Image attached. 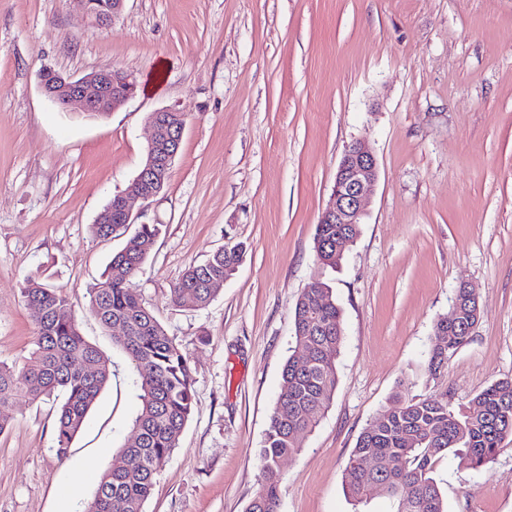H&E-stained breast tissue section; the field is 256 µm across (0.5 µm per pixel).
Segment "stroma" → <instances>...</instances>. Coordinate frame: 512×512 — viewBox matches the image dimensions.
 Listing matches in <instances>:
<instances>
[{"instance_id":"stroma-1","label":"stroma","mask_w":512,"mask_h":512,"mask_svg":"<svg viewBox=\"0 0 512 512\" xmlns=\"http://www.w3.org/2000/svg\"><path fill=\"white\" fill-rule=\"evenodd\" d=\"M107 68L137 91L104 117L58 111L39 87L45 69ZM167 108L186 125L165 190L133 204L162 232L131 286L188 357L193 411L145 512H245L295 303L317 283L343 310L336 392L280 464L277 512H394L382 492L357 503L344 490L377 413L399 391L457 409L512 379V0H125L106 27L70 0H0V360L33 347L21 285L36 273L113 366L68 459L55 451L60 398L16 400L0 512H70L120 460L140 401L89 290L126 238L91 226L138 175L147 118ZM355 142L378 179L331 268L313 237ZM235 243L243 261L208 305L172 301L189 266ZM463 283L480 318L430 375L434 325ZM433 476L448 512H512V436L479 470L451 454Z\"/></svg>"}]
</instances>
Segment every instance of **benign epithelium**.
<instances>
[{"mask_svg": "<svg viewBox=\"0 0 512 512\" xmlns=\"http://www.w3.org/2000/svg\"><path fill=\"white\" fill-rule=\"evenodd\" d=\"M83 13L93 23L106 26L112 17L119 13L125 0H112V9L104 15L95 14L88 0H77ZM40 87L43 94L60 109L66 110L74 104L83 111L103 116L114 111L133 97L136 83L119 70L103 69L87 74L79 79L63 76L51 69L40 74ZM171 109H161L148 117L151 137L148 143L147 167H166L176 153L168 150L169 114ZM378 178L375 157L361 144L353 143L344 152L336 169V177L331 198L322 212V224H361L366 216L365 204ZM156 184L146 182L143 177L134 179L131 193L117 195L116 205L120 211L121 224L136 221L130 204L134 196L143 201L157 197Z\"/></svg>", "mask_w": 512, "mask_h": 512, "instance_id": "7a95c632", "label": "benign epithelium"}]
</instances>
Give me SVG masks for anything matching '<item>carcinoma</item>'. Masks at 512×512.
I'll return each mask as SVG.
<instances>
[{
	"mask_svg": "<svg viewBox=\"0 0 512 512\" xmlns=\"http://www.w3.org/2000/svg\"><path fill=\"white\" fill-rule=\"evenodd\" d=\"M117 210L104 212L91 226L99 238H109L122 228L111 219ZM360 224H319L314 251L324 265L334 266L336 237L354 240ZM158 224H141L123 248L112 256L103 281L90 289V312L110 329L135 374L141 401L131 435L119 453L139 459L134 471L108 469L100 477L95 495L84 512H144L156 473L177 447L192 413V379L186 355L144 304L130 282L142 269L155 240ZM240 244L227 245L205 262L190 266L172 291L176 302L207 305L216 293L215 283L229 278L242 262ZM22 295L38 333L30 357L22 364L0 361V434L8 430L9 410L16 399L32 401L64 397L56 414V454L67 458L69 444L110 379L100 351L82 337L67 294L60 287L29 276ZM452 304L458 320L440 318L435 331L450 334L449 351L468 342L471 326L479 318L476 301L465 289H456ZM296 346L310 352L307 367L288 358L282 369L280 391L261 448V485L246 512H277L281 483L280 462L300 448V438L316 425L336 392V359L343 342L342 309L330 289L316 286L298 298L293 312ZM512 436V379L499 380L473 397L456 413L448 401L437 397L395 395L359 435L345 470V488L355 500L376 483L397 503L396 512H447L441 491L432 477L433 464L451 448L465 449L464 460L476 470L490 460L500 442Z\"/></svg>",
	"mask_w": 512,
	"mask_h": 512,
	"instance_id": "carcinoma-1",
	"label": "carcinoma"
}]
</instances>
